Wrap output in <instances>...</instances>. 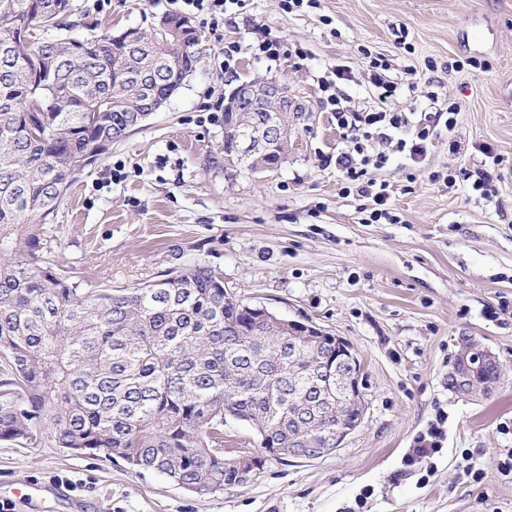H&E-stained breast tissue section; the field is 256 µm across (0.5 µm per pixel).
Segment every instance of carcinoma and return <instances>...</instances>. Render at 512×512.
Instances as JSON below:
<instances>
[{
  "instance_id": "carcinoma-1",
  "label": "carcinoma",
  "mask_w": 512,
  "mask_h": 512,
  "mask_svg": "<svg viewBox=\"0 0 512 512\" xmlns=\"http://www.w3.org/2000/svg\"><path fill=\"white\" fill-rule=\"evenodd\" d=\"M68 0H0V440L40 444L166 475L198 495L248 481L224 456V421L248 423L267 455L288 456L303 400L326 393L311 374L315 343L232 296L194 265L134 288L84 289L46 260L45 224L69 183L142 122L143 103L169 99L200 60L178 14L158 28L67 29ZM265 112L224 114L239 128ZM502 368L476 367L498 384ZM308 437L336 448L352 416L332 399Z\"/></svg>"
}]
</instances>
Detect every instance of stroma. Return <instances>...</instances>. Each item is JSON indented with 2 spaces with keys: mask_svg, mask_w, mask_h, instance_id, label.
I'll list each match as a JSON object with an SVG mask.
<instances>
[{
  "mask_svg": "<svg viewBox=\"0 0 512 512\" xmlns=\"http://www.w3.org/2000/svg\"><path fill=\"white\" fill-rule=\"evenodd\" d=\"M176 0H70L68 19L121 31L151 28ZM197 69L158 111L70 186L47 231L51 258L85 288H133L196 264L229 293L278 317L343 337L363 366L366 412L333 454L267 458L248 483L199 496L166 476L65 448L0 441V505L45 487L43 512H512V0H284L227 5L215 26L192 15ZM267 34L288 53L271 61ZM237 45L238 76L275 80L308 97L310 128L278 168L228 174L220 69ZM302 47L304 58L290 51ZM385 60L400 88L383 100L362 51ZM355 112H433L423 164L393 142L369 176L386 183L389 218L368 223L364 198L345 194L336 156L346 145L325 112L320 76ZM491 174L482 198L448 185L449 166ZM494 353L504 377L488 397L448 388L460 337ZM444 414L442 448L410 465L417 436Z\"/></svg>",
  "mask_w": 512,
  "mask_h": 512,
  "instance_id": "35a3bbf8",
  "label": "stroma"
}]
</instances>
